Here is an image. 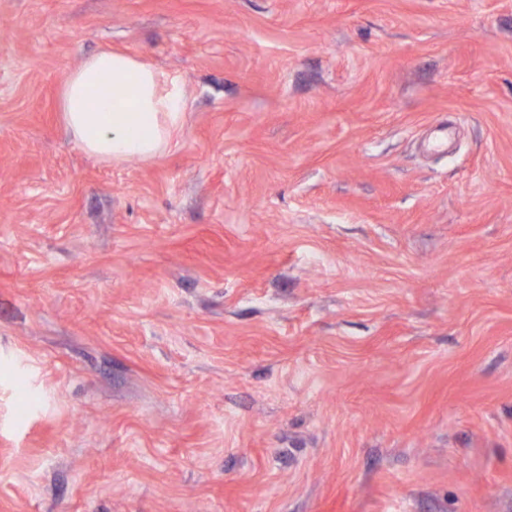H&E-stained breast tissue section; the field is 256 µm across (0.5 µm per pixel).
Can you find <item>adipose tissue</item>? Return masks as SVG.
Segmentation results:
<instances>
[{"instance_id": "obj_1", "label": "adipose tissue", "mask_w": 512, "mask_h": 512, "mask_svg": "<svg viewBox=\"0 0 512 512\" xmlns=\"http://www.w3.org/2000/svg\"><path fill=\"white\" fill-rule=\"evenodd\" d=\"M184 108L174 79L114 51L86 59L60 90L66 128L86 152L111 162L158 155Z\"/></svg>"}]
</instances>
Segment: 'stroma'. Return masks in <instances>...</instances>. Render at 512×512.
I'll list each match as a JSON object with an SVG mask.
<instances>
[{"label": "stroma", "instance_id": "obj_1", "mask_svg": "<svg viewBox=\"0 0 512 512\" xmlns=\"http://www.w3.org/2000/svg\"><path fill=\"white\" fill-rule=\"evenodd\" d=\"M0 512H512V0H0ZM105 73L112 84L103 83ZM90 88L97 92L93 99ZM59 100L65 126L81 147L111 162L158 155L185 108L174 79L114 51L99 52L70 73Z\"/></svg>", "mask_w": 512, "mask_h": 512}]
</instances>
